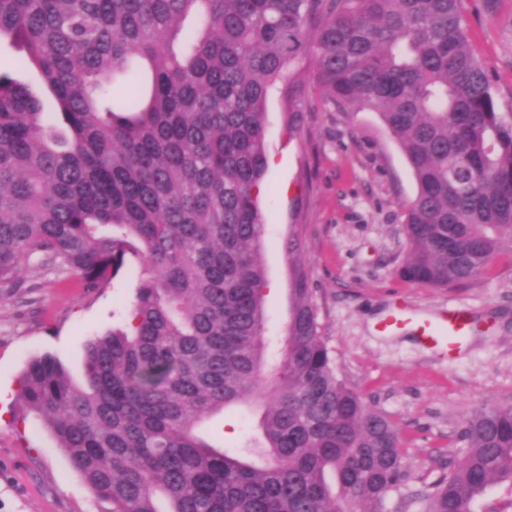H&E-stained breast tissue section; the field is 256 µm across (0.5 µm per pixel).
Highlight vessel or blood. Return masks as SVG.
<instances>
[{"instance_id": "obj_1", "label": "vessel or blood", "mask_w": 512, "mask_h": 512, "mask_svg": "<svg viewBox=\"0 0 512 512\" xmlns=\"http://www.w3.org/2000/svg\"><path fill=\"white\" fill-rule=\"evenodd\" d=\"M382 330L392 332L411 329L423 343L447 353L458 351L468 334V315L458 309L442 312L436 320H419L403 306L395 307L381 323Z\"/></svg>"}]
</instances>
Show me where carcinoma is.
I'll return each mask as SVG.
<instances>
[{
	"label": "carcinoma",
	"instance_id": "cac0c4a2",
	"mask_svg": "<svg viewBox=\"0 0 512 512\" xmlns=\"http://www.w3.org/2000/svg\"><path fill=\"white\" fill-rule=\"evenodd\" d=\"M55 100L0 72V288L37 260L96 289L137 264L125 324L86 343L85 383L31 359L21 397L112 512H381L406 478L399 430L336 375L293 264L269 355L259 196L266 102L302 128L294 64L342 109L370 110L417 191L399 275L462 286L512 251V113L498 110L458 0H0V41ZM260 411L235 450L198 431ZM464 457L428 512H477L512 486V405L464 420Z\"/></svg>",
	"mask_w": 512,
	"mask_h": 512
}]
</instances>
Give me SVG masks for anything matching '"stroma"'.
Masks as SVG:
<instances>
[{
	"label": "stroma",
	"instance_id": "1",
	"mask_svg": "<svg viewBox=\"0 0 512 512\" xmlns=\"http://www.w3.org/2000/svg\"><path fill=\"white\" fill-rule=\"evenodd\" d=\"M466 37L490 76L500 111L512 112V0H460ZM302 133L284 128L279 93L267 102L270 161L261 206L268 243L262 259L269 287V336L284 335L290 261L279 246L291 226L303 237L302 260L338 377L400 430L408 478L382 512H426L435 483L456 466L465 418L512 405V253L461 287L433 288L400 279L407 252L405 208L416 193L406 159L372 111L337 107L305 58ZM32 293L0 292V512H111L72 471L52 434L19 398L27 362L50 354L75 383L84 380L85 344L123 322L138 286L137 268L88 290L49 268L30 267ZM429 317L461 308L474 318L453 358L412 337L375 325L394 302Z\"/></svg>",
	"mask_w": 512,
	"mask_h": 512
}]
</instances>
